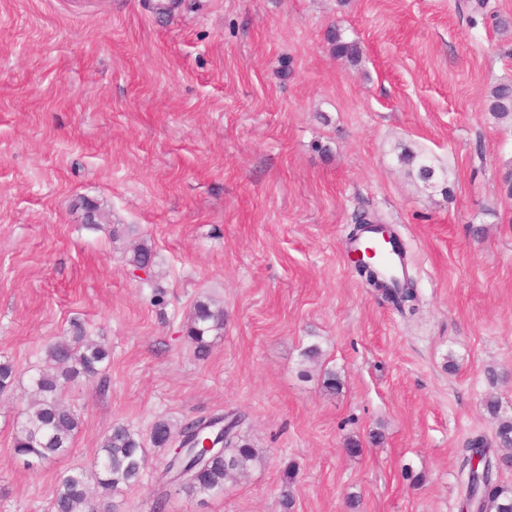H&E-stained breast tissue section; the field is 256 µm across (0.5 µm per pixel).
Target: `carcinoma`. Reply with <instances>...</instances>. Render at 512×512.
<instances>
[{
    "mask_svg": "<svg viewBox=\"0 0 512 512\" xmlns=\"http://www.w3.org/2000/svg\"><path fill=\"white\" fill-rule=\"evenodd\" d=\"M330 40L336 57L350 63L360 62L362 49L357 42L346 40L339 31L332 33ZM489 111L498 120L512 123L511 83L499 84L491 90ZM416 159L412 150L406 149L401 154V160L408 165H414ZM435 173L431 165H417L416 177L426 184L433 180ZM125 263L132 273L144 271L143 284L153 288V302L163 304L165 291L158 284L157 255L152 247L144 241L139 243ZM357 272L395 310L415 314L419 297L411 279L394 288L386 285L378 288L372 271L359 267ZM222 335L224 307L210 298L196 300L186 329L190 344L205 356L213 340ZM46 357L52 368L32 377L25 398L26 418L12 444L13 454L26 462L49 461L71 448L80 422L62 393L71 380L79 377L91 380L101 374L110 360V352L105 345L89 338L81 325L74 324L70 335L47 346ZM243 423L244 416L232 412L187 419L179 424L159 419L152 425L147 439L132 425L116 423L102 438L99 452L89 466L69 469L59 477L53 512H94L96 495L110 498L137 485L149 467L150 446L184 449L183 456L168 460L166 467L192 472L190 479L178 484L187 497L220 494L226 482L246 474L262 461L259 451L240 434ZM203 434L210 435L221 450L200 463L192 449L199 447ZM496 436L498 445L504 449L502 454L481 438L470 443L468 452L480 455L481 461L475 470L471 458L465 460L468 467L465 502H476L481 512H512V487L493 481V470L502 465L512 466V418L500 420Z\"/></svg>",
    "mask_w": 512,
    "mask_h": 512,
    "instance_id": "obj_1",
    "label": "carcinoma"
}]
</instances>
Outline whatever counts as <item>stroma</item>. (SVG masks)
<instances>
[{
	"mask_svg": "<svg viewBox=\"0 0 512 512\" xmlns=\"http://www.w3.org/2000/svg\"><path fill=\"white\" fill-rule=\"evenodd\" d=\"M503 82L512 0H0V512H51L114 423L227 411L263 455L246 477L190 499L153 448L114 512H281L286 486L293 512H461L465 449L496 441L487 397L512 416V125L487 109ZM361 211L404 243L416 314L349 262ZM141 239L161 306L125 265ZM201 297L225 316L203 358L183 333ZM75 323L111 361L67 384L73 445L30 468L11 452L22 400ZM311 340L324 367L302 361ZM332 50L337 58L345 59L350 63H359L362 56V49L355 41H347L342 33L336 29L331 37Z\"/></svg>",
	"mask_w": 512,
	"mask_h": 512,
	"instance_id": "obj_1",
	"label": "stroma"
}]
</instances>
